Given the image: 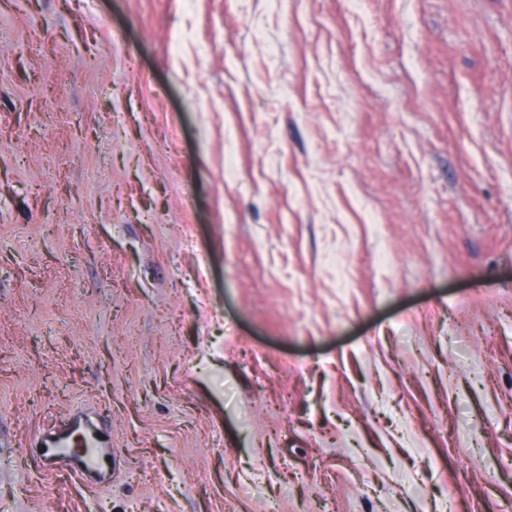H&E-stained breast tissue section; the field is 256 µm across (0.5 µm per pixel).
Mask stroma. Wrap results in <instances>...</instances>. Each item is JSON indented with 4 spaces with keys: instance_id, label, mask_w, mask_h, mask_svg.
Masks as SVG:
<instances>
[{
    "instance_id": "stroma-1",
    "label": "stroma",
    "mask_w": 512,
    "mask_h": 512,
    "mask_svg": "<svg viewBox=\"0 0 512 512\" xmlns=\"http://www.w3.org/2000/svg\"><path fill=\"white\" fill-rule=\"evenodd\" d=\"M0 512H512V0H0ZM96 433L90 431L86 422L78 417L68 414L60 418L57 425L49 429L41 440V465L47 474H54L65 460L64 456L70 455L69 475L78 477L82 481L97 477L102 483L106 472L100 457L94 454L71 453L67 448L88 446L95 447Z\"/></svg>"
}]
</instances>
